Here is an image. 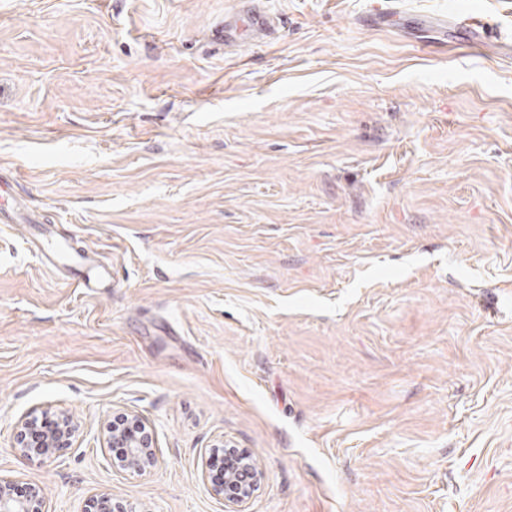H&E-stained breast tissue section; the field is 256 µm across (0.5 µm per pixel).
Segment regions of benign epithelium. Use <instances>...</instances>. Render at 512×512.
<instances>
[{
    "instance_id": "obj_1",
    "label": "benign epithelium",
    "mask_w": 512,
    "mask_h": 512,
    "mask_svg": "<svg viewBox=\"0 0 512 512\" xmlns=\"http://www.w3.org/2000/svg\"><path fill=\"white\" fill-rule=\"evenodd\" d=\"M128 419L131 423L124 428L118 427L114 419L104 423L103 445L106 448L128 449L127 458L120 460V466L128 474L140 476L149 472L155 464L153 437L139 416L130 414ZM47 420L48 413L33 411L18 423L15 447L21 453L49 459L58 449L72 445L75 424L70 418L58 415L55 419L56 427L49 434L48 440L40 446L31 447L29 437ZM224 453L234 457L236 463L225 478L224 485L214 486L213 492L224 497L226 512H245L247 503L260 484L261 473L248 452L239 448H226ZM12 488L13 483L0 476V512H47L41 489L33 487L28 490L25 498L17 499L12 494Z\"/></svg>"
}]
</instances>
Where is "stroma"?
<instances>
[{
	"label": "stroma",
	"instance_id": "obj_1",
	"mask_svg": "<svg viewBox=\"0 0 512 512\" xmlns=\"http://www.w3.org/2000/svg\"><path fill=\"white\" fill-rule=\"evenodd\" d=\"M240 3L0 0V207L40 215L0 224V475L48 512H224L226 445L248 512H512V59L426 32L498 42L512 0H259L276 32L228 47ZM35 409L79 425L48 460ZM454 25L467 30L471 34V43L477 49H484L486 46L485 31L488 27L483 18L473 15H464L456 19ZM36 248L41 256L45 258V264L54 268H58L60 262H63L64 265L68 266L70 265L69 263L80 265L82 262L90 260V257L88 256H82L81 261L73 260L68 253L66 246L53 238H51V240L48 238L43 239ZM47 420H54L57 424L52 427L53 431L49 434L48 440L41 446L31 447L29 437L39 430ZM75 424L73 420L58 415L56 419L48 417L47 412L33 411L27 414L17 425L15 446L26 456H36L43 459L51 458L59 448H68L72 445L75 435ZM131 420V424L125 428H118L121 417L106 421L103 425V445L107 448L118 449L120 454L124 448L128 449L126 459H120V466L130 475H144L149 472L155 464V450L153 446L152 433L148 430L146 423L135 414H124ZM141 433L137 435L135 431ZM124 447V448H117ZM151 448V449H148ZM225 456H233L236 463L225 477ZM212 472L215 473L213 492L224 497L226 512H245L247 503L253 497L260 481L261 473L258 471L252 456L239 448H224L217 452L212 462ZM225 477V480H224ZM224 484V486H218Z\"/></svg>",
	"mask_w": 512,
	"mask_h": 512
}]
</instances>
